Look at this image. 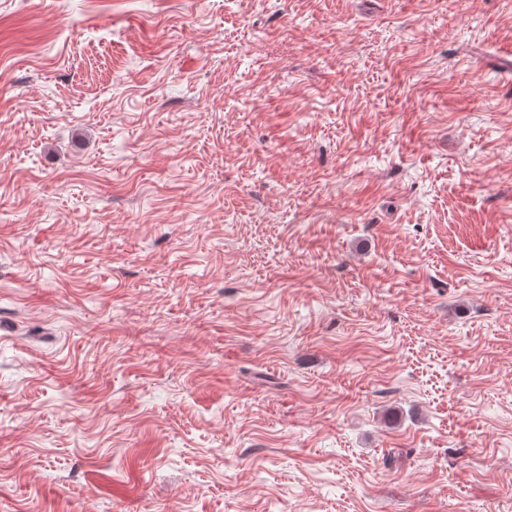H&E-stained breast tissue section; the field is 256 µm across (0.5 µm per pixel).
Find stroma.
<instances>
[{
    "label": "stroma",
    "instance_id": "1",
    "mask_svg": "<svg viewBox=\"0 0 512 512\" xmlns=\"http://www.w3.org/2000/svg\"><path fill=\"white\" fill-rule=\"evenodd\" d=\"M512 0H0V512H512Z\"/></svg>",
    "mask_w": 512,
    "mask_h": 512
}]
</instances>
